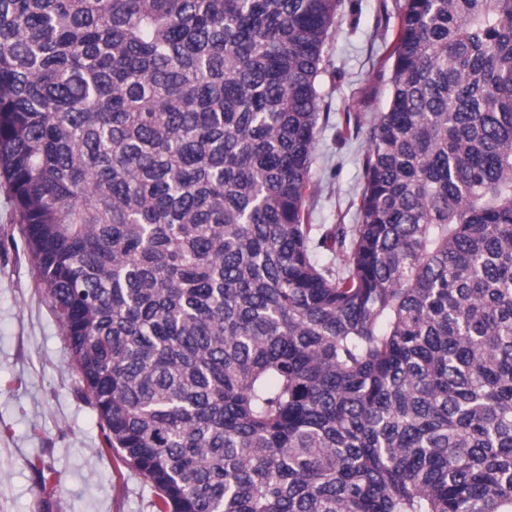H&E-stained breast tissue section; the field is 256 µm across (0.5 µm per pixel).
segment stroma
<instances>
[{
  "label": "stroma",
  "instance_id": "obj_1",
  "mask_svg": "<svg viewBox=\"0 0 512 512\" xmlns=\"http://www.w3.org/2000/svg\"><path fill=\"white\" fill-rule=\"evenodd\" d=\"M404 0H339L318 77L310 221H358L373 117L390 97ZM72 352L33 272L0 186V512H155L157 491L102 445Z\"/></svg>",
  "mask_w": 512,
  "mask_h": 512
}]
</instances>
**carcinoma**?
<instances>
[{
  "label": "carcinoma",
  "mask_w": 512,
  "mask_h": 512,
  "mask_svg": "<svg viewBox=\"0 0 512 512\" xmlns=\"http://www.w3.org/2000/svg\"><path fill=\"white\" fill-rule=\"evenodd\" d=\"M337 2L0 0V183L156 512H512V0H405L318 237Z\"/></svg>",
  "instance_id": "carcinoma-1"
}]
</instances>
